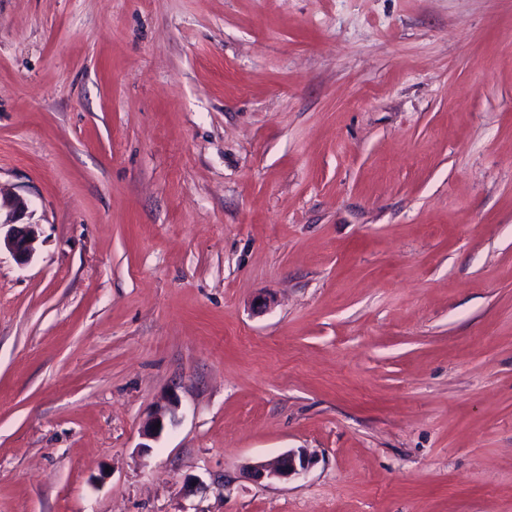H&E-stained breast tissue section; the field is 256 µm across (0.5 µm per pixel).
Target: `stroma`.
<instances>
[{
    "instance_id": "1",
    "label": "stroma",
    "mask_w": 512,
    "mask_h": 512,
    "mask_svg": "<svg viewBox=\"0 0 512 512\" xmlns=\"http://www.w3.org/2000/svg\"><path fill=\"white\" fill-rule=\"evenodd\" d=\"M0 187V512H512V0H0ZM28 214L27 201L18 195L3 197L0 190V250L1 230L8 226L3 238L4 247L18 264H27L34 254L36 240L35 224L23 222ZM310 465V455L306 449L288 450L273 459L258 461L251 466L256 481L300 479Z\"/></svg>"
}]
</instances>
